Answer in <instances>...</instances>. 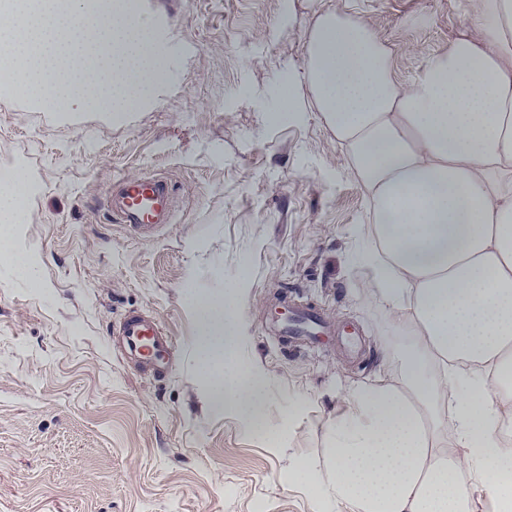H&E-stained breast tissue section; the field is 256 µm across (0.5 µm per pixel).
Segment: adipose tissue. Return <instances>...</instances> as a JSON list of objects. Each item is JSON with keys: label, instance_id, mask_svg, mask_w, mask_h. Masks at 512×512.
<instances>
[{"label": "adipose tissue", "instance_id": "adipose-tissue-1", "mask_svg": "<svg viewBox=\"0 0 512 512\" xmlns=\"http://www.w3.org/2000/svg\"><path fill=\"white\" fill-rule=\"evenodd\" d=\"M460 6L480 38L452 41L411 83L361 0L320 6L279 99L286 120L319 113L346 158L365 197L373 297L408 328L398 379L348 389L326 430V474L302 472L353 512H470L467 471L488 498H512V0ZM0 71L44 111L119 116L152 103L170 51L136 0H0ZM29 182L0 170V248L26 221ZM195 307L214 405L266 434L235 284Z\"/></svg>", "mask_w": 512, "mask_h": 512}]
</instances>
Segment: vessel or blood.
<instances>
[{
  "label": "vessel or blood",
  "instance_id": "b4317fda",
  "mask_svg": "<svg viewBox=\"0 0 512 512\" xmlns=\"http://www.w3.org/2000/svg\"><path fill=\"white\" fill-rule=\"evenodd\" d=\"M174 190L158 176L115 177L112 182V219L135 229H153L170 223L173 217ZM295 333L313 342L331 335L322 316L313 309H300L294 319ZM126 354L139 369L159 377L172 364L171 341L160 323L138 312L128 313L119 324Z\"/></svg>",
  "mask_w": 512,
  "mask_h": 512
}]
</instances>
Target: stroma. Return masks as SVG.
Here are the masks:
<instances>
[{
	"instance_id": "35a3bbf8",
	"label": "stroma",
	"mask_w": 512,
	"mask_h": 512,
	"mask_svg": "<svg viewBox=\"0 0 512 512\" xmlns=\"http://www.w3.org/2000/svg\"><path fill=\"white\" fill-rule=\"evenodd\" d=\"M175 36V73L145 109L42 111L0 97V166L36 191L13 244L39 276L0 262V512H348L305 483L350 386L388 370L385 309L366 286L364 202L318 113L269 116L305 55L320 0H143ZM395 49L400 79L460 37L459 0H363ZM161 176L170 224L113 223L115 176ZM236 283L243 358L267 384L270 437L210 401L193 297ZM357 328L359 360L333 339L286 344L281 298ZM138 311L173 342L163 379L128 365L111 336Z\"/></svg>"
}]
</instances>
